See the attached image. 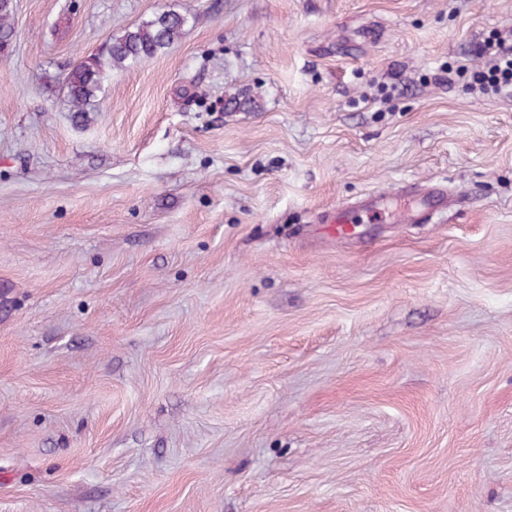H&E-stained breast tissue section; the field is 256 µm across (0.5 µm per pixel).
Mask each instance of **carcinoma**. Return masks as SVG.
Segmentation results:
<instances>
[{"label": "carcinoma", "mask_w": 512, "mask_h": 512, "mask_svg": "<svg viewBox=\"0 0 512 512\" xmlns=\"http://www.w3.org/2000/svg\"><path fill=\"white\" fill-rule=\"evenodd\" d=\"M12 15L13 3L0 0L1 53L12 43ZM188 24L189 18L183 13H156L76 64L65 77L74 118L80 121L86 113L94 110L99 93L112 69L128 67L144 58L166 52L184 35Z\"/></svg>", "instance_id": "obj_1"}]
</instances>
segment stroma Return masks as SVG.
<instances>
[{
    "mask_svg": "<svg viewBox=\"0 0 512 512\" xmlns=\"http://www.w3.org/2000/svg\"><path fill=\"white\" fill-rule=\"evenodd\" d=\"M13 5L0 512H512V97L435 81L512 0ZM188 24L186 14L175 11L156 13L76 64L65 77L74 118L83 120L86 112L94 110L113 68L128 67L166 52L184 35Z\"/></svg>",
    "mask_w": 512,
    "mask_h": 512,
    "instance_id": "obj_1",
    "label": "stroma"
}]
</instances>
